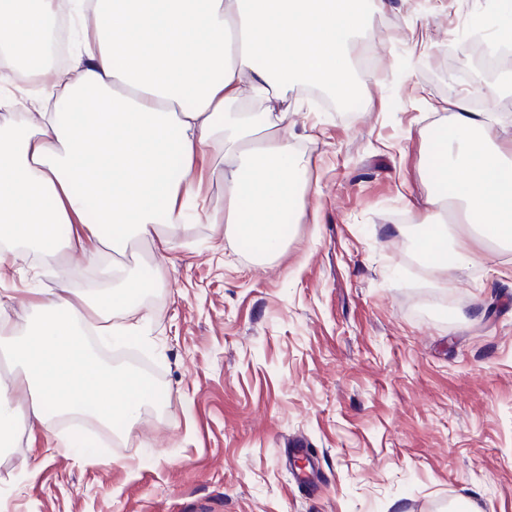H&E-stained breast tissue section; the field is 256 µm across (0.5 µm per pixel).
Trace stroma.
<instances>
[{"label":"stroma","mask_w":512,"mask_h":512,"mask_svg":"<svg viewBox=\"0 0 512 512\" xmlns=\"http://www.w3.org/2000/svg\"><path fill=\"white\" fill-rule=\"evenodd\" d=\"M373 20L378 60L352 74L361 109L288 88L290 135L318 145L284 251H243L208 223L166 252L131 241L117 272L147 285L133 340L163 396L132 429L20 424L0 452V512H512V250L429 280L399 232L406 197L434 186L444 107L466 93L512 125V66L497 95L464 76L472 29L492 39L512 20L501 0H389ZM6 281L21 328L22 285H57L27 268Z\"/></svg>","instance_id":"35a3bbf8"}]
</instances>
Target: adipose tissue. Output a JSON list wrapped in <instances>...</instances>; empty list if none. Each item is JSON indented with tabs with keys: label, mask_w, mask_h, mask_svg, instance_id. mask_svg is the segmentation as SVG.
Wrapping results in <instances>:
<instances>
[{
	"label": "adipose tissue",
	"mask_w": 512,
	"mask_h": 512,
	"mask_svg": "<svg viewBox=\"0 0 512 512\" xmlns=\"http://www.w3.org/2000/svg\"><path fill=\"white\" fill-rule=\"evenodd\" d=\"M87 33L70 70L53 74L42 58L65 0H0V266L30 256L46 266L77 253L100 279L130 240L171 249L189 220L209 221L196 205L197 171L209 152L222 155L225 234L254 239L265 256L281 252L282 216L306 187L312 161L288 138L297 112L289 84L305 80L353 97L346 76L353 37L369 38V16L388 0H82ZM52 113H14L17 62ZM457 155L435 180L452 194L427 193L421 223L407 227L430 273L478 264V247L512 248V127L453 106ZM110 224L120 238L106 240ZM35 244L36 254L26 251ZM143 282L79 290L59 283L33 289V323L18 329L0 290V447L20 420L50 430L48 413L79 415L109 427L135 425L144 388L132 371L115 374L94 352L85 329L117 340L144 313L127 308ZM122 305L120 316L110 309Z\"/></svg>",
	"instance_id": "1"
}]
</instances>
